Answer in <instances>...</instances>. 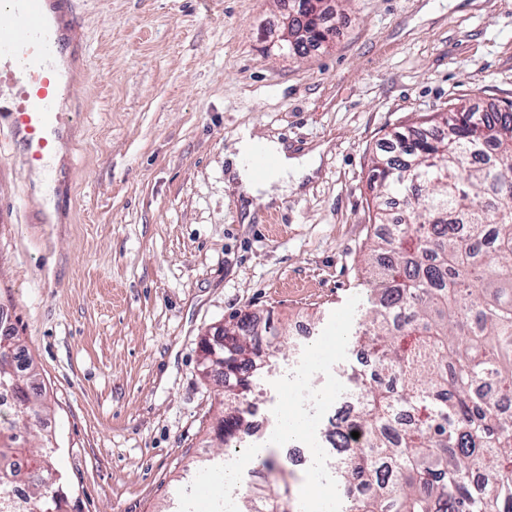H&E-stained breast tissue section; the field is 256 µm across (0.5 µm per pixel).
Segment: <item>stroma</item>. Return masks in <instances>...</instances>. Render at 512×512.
<instances>
[{
    "mask_svg": "<svg viewBox=\"0 0 512 512\" xmlns=\"http://www.w3.org/2000/svg\"><path fill=\"white\" fill-rule=\"evenodd\" d=\"M282 0H84L81 82L50 192L0 135V310L39 373L65 512H182L215 461L238 486L294 405L324 435L363 369L373 156L463 99L512 103V0H332L328 44L282 55ZM319 151L299 191L240 198L244 137ZM283 336L251 379L265 431L222 448L202 346L237 317Z\"/></svg>",
    "mask_w": 512,
    "mask_h": 512,
    "instance_id": "35a3bbf8",
    "label": "stroma"
}]
</instances>
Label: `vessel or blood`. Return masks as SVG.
I'll list each match as a JSON object with an SVG mask.
<instances>
[{"label":"vessel or blood","instance_id":"obj_1","mask_svg":"<svg viewBox=\"0 0 512 512\" xmlns=\"http://www.w3.org/2000/svg\"><path fill=\"white\" fill-rule=\"evenodd\" d=\"M81 46L80 0H0V129L28 166L46 162L63 139L68 61ZM248 164L260 179L276 159L259 143Z\"/></svg>","mask_w":512,"mask_h":512}]
</instances>
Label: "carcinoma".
<instances>
[{
  "mask_svg": "<svg viewBox=\"0 0 512 512\" xmlns=\"http://www.w3.org/2000/svg\"><path fill=\"white\" fill-rule=\"evenodd\" d=\"M294 46L323 43L326 0H298ZM395 154L373 161V224L393 231L373 241L366 262L372 308L358 341L400 386L352 373L361 403L349 445L346 426L324 435L339 448L336 486L347 512H512V103L478 113L461 105L430 120L425 134L397 132ZM401 198L405 215L389 203ZM281 336L269 321L224 348L225 445L250 433L248 372ZM37 373L19 338L0 327V389L14 393L0 415V512H57L55 469H39L34 489L11 501L17 456H49L47 434L33 451L16 433L18 415L38 412ZM295 493L279 477L256 484L238 512H294Z\"/></svg>",
  "mask_w": 512,
  "mask_h": 512,
  "instance_id": "cac0c4a2",
  "label": "carcinoma"
}]
</instances>
